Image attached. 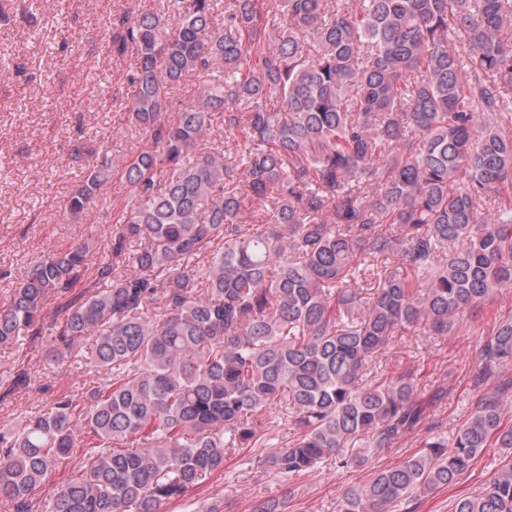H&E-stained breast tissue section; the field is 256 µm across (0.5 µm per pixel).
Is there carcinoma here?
Returning a JSON list of instances; mask_svg holds the SVG:
<instances>
[{
	"label": "carcinoma",
	"mask_w": 512,
	"mask_h": 512,
	"mask_svg": "<svg viewBox=\"0 0 512 512\" xmlns=\"http://www.w3.org/2000/svg\"><path fill=\"white\" fill-rule=\"evenodd\" d=\"M275 4L288 24L266 0H166L107 25L112 52L134 56L128 120L150 146L104 152L66 199L79 221L120 175L109 256L89 264L85 241L43 254L0 305V346L48 334L62 364L90 340L105 372L0 431L16 512H163L237 449L269 447L256 422L273 407L293 436L257 464L285 476L421 436L339 512H414L485 449L512 448V318L479 344L471 383L491 391L450 437L432 419L448 389L419 394L413 368L369 380L394 336H446L512 288V0ZM209 71L197 101L168 109ZM216 112L234 164L203 144ZM387 254L414 279L368 267ZM361 276L379 277L366 297ZM74 448L90 449L78 474L37 499ZM450 512H512V455Z\"/></svg>",
	"instance_id": "obj_1"
}]
</instances>
